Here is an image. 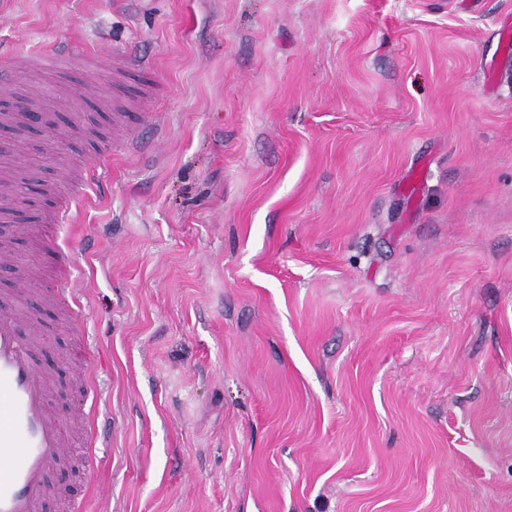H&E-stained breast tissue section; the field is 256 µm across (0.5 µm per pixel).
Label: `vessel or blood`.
<instances>
[{"mask_svg":"<svg viewBox=\"0 0 512 512\" xmlns=\"http://www.w3.org/2000/svg\"><path fill=\"white\" fill-rule=\"evenodd\" d=\"M58 67L69 77L71 101L111 111L112 142L139 143L138 124L155 103L150 59H133L128 51L104 59L92 44L79 50L66 44L46 53L20 49L0 57V94H10L12 78ZM44 110L37 89L18 111L0 114V121L21 123ZM96 175V165L90 164L82 176L66 173L51 185L57 204L49 223L75 222L78 186ZM26 291L25 283H18L10 300L0 301V454L6 458L0 465V512H42L52 492L46 476L69 458L67 419L51 403L55 376L36 364L39 326L23 304Z\"/></svg>","mask_w":512,"mask_h":512,"instance_id":"vessel-or-blood-1","label":"vessel or blood"}]
</instances>
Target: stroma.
<instances>
[{
	"label": "stroma",
	"instance_id": "1",
	"mask_svg": "<svg viewBox=\"0 0 512 512\" xmlns=\"http://www.w3.org/2000/svg\"><path fill=\"white\" fill-rule=\"evenodd\" d=\"M512 0H0V51L156 64L166 130L21 240L41 364L93 402L81 512H512ZM13 132L55 173L112 115ZM79 292L60 323L58 265ZM88 359L96 399L74 382Z\"/></svg>",
	"mask_w": 512,
	"mask_h": 512
}]
</instances>
